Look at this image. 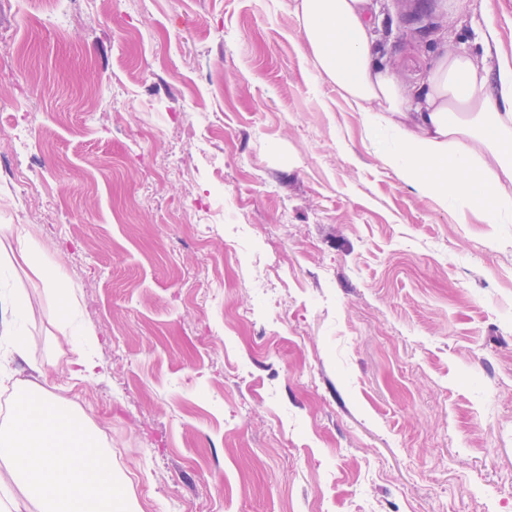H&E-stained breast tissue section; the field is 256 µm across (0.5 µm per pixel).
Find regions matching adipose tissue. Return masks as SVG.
<instances>
[{
	"instance_id": "1",
	"label": "adipose tissue",
	"mask_w": 512,
	"mask_h": 512,
	"mask_svg": "<svg viewBox=\"0 0 512 512\" xmlns=\"http://www.w3.org/2000/svg\"><path fill=\"white\" fill-rule=\"evenodd\" d=\"M295 11L312 66L360 112L384 165L440 205L455 202L459 219L472 213L488 224H512V194L503 188L512 183V56L497 53L492 67L471 55L446 56L412 109L371 34L375 0H296ZM16 244L56 301L76 354L71 377H95L101 370L96 338L76 322L73 285L40 260L28 229H17ZM25 313L19 293L0 290V342L22 357L29 342L16 325Z\"/></svg>"
}]
</instances>
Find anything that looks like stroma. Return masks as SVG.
Listing matches in <instances>:
<instances>
[{
    "label": "stroma",
    "mask_w": 512,
    "mask_h": 512,
    "mask_svg": "<svg viewBox=\"0 0 512 512\" xmlns=\"http://www.w3.org/2000/svg\"><path fill=\"white\" fill-rule=\"evenodd\" d=\"M377 0L407 94L512 0ZM78 289L104 374L27 301L16 385L71 400L134 512H512V224L404 184L295 0H0V226Z\"/></svg>",
    "instance_id": "stroma-1"
}]
</instances>
